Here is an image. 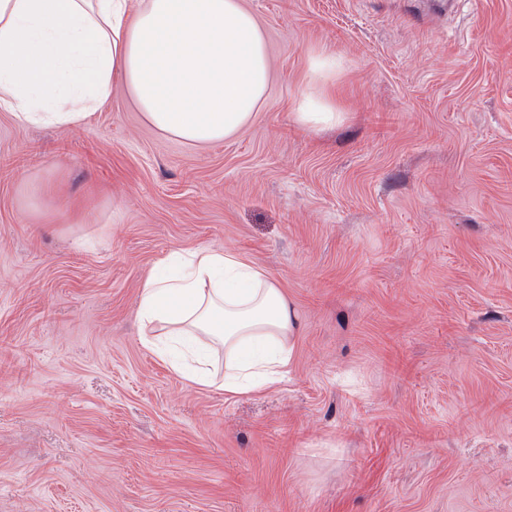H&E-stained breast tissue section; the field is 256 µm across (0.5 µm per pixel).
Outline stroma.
Listing matches in <instances>:
<instances>
[{
  "label": "stroma",
  "mask_w": 512,
  "mask_h": 512,
  "mask_svg": "<svg viewBox=\"0 0 512 512\" xmlns=\"http://www.w3.org/2000/svg\"><path fill=\"white\" fill-rule=\"evenodd\" d=\"M244 4L273 81L232 139L118 82L80 126L0 112V512H512V0ZM207 247L300 318L264 391L141 342L143 282ZM341 62L336 54L313 51L308 58V85L294 103L296 122L303 128L317 131L335 126L343 118L327 86L336 78Z\"/></svg>",
  "instance_id": "1"
}]
</instances>
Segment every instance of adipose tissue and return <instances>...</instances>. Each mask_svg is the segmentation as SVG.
Here are the masks:
<instances>
[{
    "instance_id": "1",
    "label": "adipose tissue",
    "mask_w": 512,
    "mask_h": 512,
    "mask_svg": "<svg viewBox=\"0 0 512 512\" xmlns=\"http://www.w3.org/2000/svg\"><path fill=\"white\" fill-rule=\"evenodd\" d=\"M341 67L308 58L294 103L308 130L342 119L327 87ZM122 82L146 120L193 144L239 134L271 83L265 33L242 0H0V112L22 125L84 124ZM143 344L181 348L190 381L237 395L278 382L294 357L299 318L265 271L200 248L157 269L138 304Z\"/></svg>"
}]
</instances>
